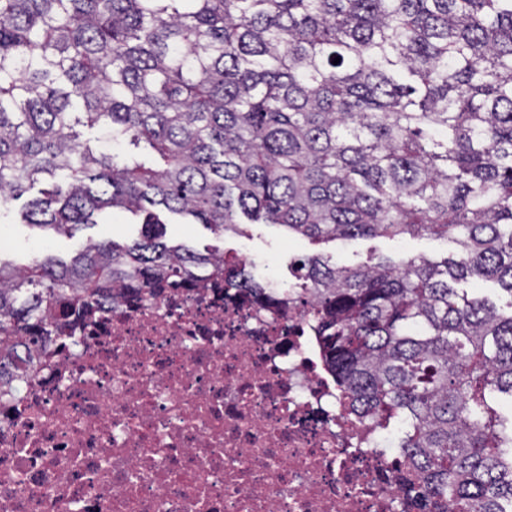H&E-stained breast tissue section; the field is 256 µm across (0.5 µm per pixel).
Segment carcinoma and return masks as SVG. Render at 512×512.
Instances as JSON below:
<instances>
[{
	"label": "carcinoma",
	"mask_w": 512,
	"mask_h": 512,
	"mask_svg": "<svg viewBox=\"0 0 512 512\" xmlns=\"http://www.w3.org/2000/svg\"><path fill=\"white\" fill-rule=\"evenodd\" d=\"M42 182L22 221L46 235L106 208L147 230L0 262V400L58 313L226 264L225 286L259 287L162 241L155 207L216 235L240 214L314 243L436 235L460 258L303 256L281 305L309 306L345 412L404 425L425 512H512V0H0V207Z\"/></svg>",
	"instance_id": "obj_1"
}]
</instances>
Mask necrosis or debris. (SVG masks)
Wrapping results in <instances>:
<instances>
[{
    "label": "necrosis or debris",
    "instance_id": "4bbe7bcc",
    "mask_svg": "<svg viewBox=\"0 0 512 512\" xmlns=\"http://www.w3.org/2000/svg\"><path fill=\"white\" fill-rule=\"evenodd\" d=\"M201 272L56 317L0 405V512H395L397 434L342 410L303 308Z\"/></svg>",
    "mask_w": 512,
    "mask_h": 512
}]
</instances>
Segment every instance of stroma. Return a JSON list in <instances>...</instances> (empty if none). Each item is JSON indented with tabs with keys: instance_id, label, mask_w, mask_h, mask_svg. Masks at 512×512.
I'll use <instances>...</instances> for the list:
<instances>
[{
	"instance_id": "1",
	"label": "stroma",
	"mask_w": 512,
	"mask_h": 512,
	"mask_svg": "<svg viewBox=\"0 0 512 512\" xmlns=\"http://www.w3.org/2000/svg\"><path fill=\"white\" fill-rule=\"evenodd\" d=\"M21 201H14L0 210V260L14 265L26 264L35 259L55 256L70 260L88 241L112 238L128 241L138 235L141 221L120 210L103 212L97 223L75 231L74 235L43 237L37 230L18 223L17 212ZM166 225L167 240L196 250L216 247L224 251L248 249L264 257L270 274L291 278L294 259L320 252L331 255L339 264L355 267L389 258L394 261L424 258L433 262L443 261L455 254L457 247L447 239L434 235L389 239L384 237L361 238L347 242L332 241L315 244L302 237L288 236L280 228L267 224H249L244 234L216 236L200 224H184L173 215L162 214Z\"/></svg>"
}]
</instances>
